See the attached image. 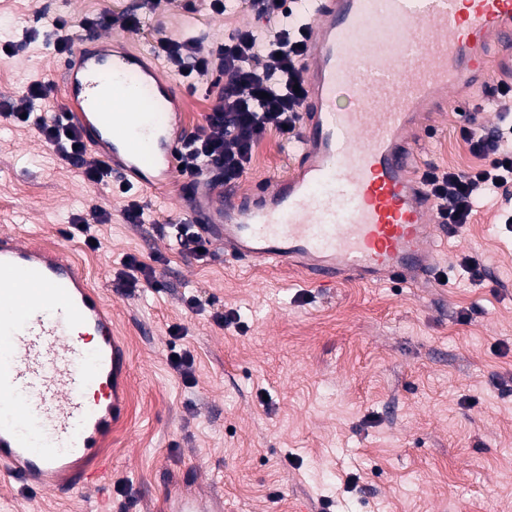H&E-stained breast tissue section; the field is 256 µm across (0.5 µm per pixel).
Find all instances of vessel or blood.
I'll use <instances>...</instances> for the list:
<instances>
[{
    "label": "vessel or blood",
    "mask_w": 512,
    "mask_h": 512,
    "mask_svg": "<svg viewBox=\"0 0 512 512\" xmlns=\"http://www.w3.org/2000/svg\"><path fill=\"white\" fill-rule=\"evenodd\" d=\"M310 26L307 96L291 174L248 194L236 185L180 209L225 256L288 263L312 280L405 286L433 279L439 226L418 150L404 140L417 114L447 108L465 84H485L487 40L512 42V0H298ZM429 33H422L421 23ZM74 46L63 63L70 113L84 143L143 191L171 182L180 141L171 97L138 55ZM129 358L103 298L63 251L0 233V475L57 490L64 475L103 486L99 447L127 413ZM165 512H224L215 494L166 490Z\"/></svg>",
    "instance_id": "b4317fda"
}]
</instances>
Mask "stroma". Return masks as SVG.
<instances>
[{
    "mask_svg": "<svg viewBox=\"0 0 512 512\" xmlns=\"http://www.w3.org/2000/svg\"><path fill=\"white\" fill-rule=\"evenodd\" d=\"M140 14L127 34L135 51L161 37L204 44L255 24L238 7L219 15L205 0L164 10L142 0H0V45L35 37L0 58V102L44 81L35 111L52 117L65 102L52 21ZM456 104L426 117L422 165L481 166L459 133ZM293 144L275 131L256 145L241 192L291 172ZM179 182L161 185L144 224L125 221L116 186H93L31 127L0 121V230L66 250L106 299L112 328L127 344L129 415L102 441L112 458L104 488L34 493L0 478V512H160L169 478L191 471V489L218 494L224 512H512V228L503 197L483 200L466 230L438 240L441 263L464 253L484 264L482 285L454 269L448 284L422 288L355 282L306 285L295 267H242L223 248L198 261L160 236L177 219ZM112 215L82 238L61 234L73 215ZM134 256L156 287L126 294L117 275ZM212 299L234 311L222 326ZM469 320H461L463 311ZM183 328L180 336L172 328ZM194 358L193 384L170 363L171 348Z\"/></svg>",
    "mask_w": 512,
    "mask_h": 512,
    "instance_id": "obj_1",
    "label": "stroma"
}]
</instances>
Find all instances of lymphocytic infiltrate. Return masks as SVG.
<instances>
[{
  "label": "lymphocytic infiltrate",
  "instance_id": "1",
  "mask_svg": "<svg viewBox=\"0 0 512 512\" xmlns=\"http://www.w3.org/2000/svg\"><path fill=\"white\" fill-rule=\"evenodd\" d=\"M295 2L242 0L263 19V26L235 29L206 52L194 37L159 39L158 49L169 70L186 79L188 88L207 76L218 90L204 124L179 133L180 174L185 180L238 183L267 131H279L289 141L297 139L306 97L301 86L309 28L295 23ZM46 95L45 83L32 81L19 104L0 105V118L18 126H35L63 159L80 169L84 180L107 184L109 165L88 159L79 135L70 134L62 116L48 119L34 112L35 101ZM459 118L462 139L474 155L485 159V166L468 171L430 166L422 178L439 223L460 230L470 223L480 200L512 186V113L502 112L492 133L479 124L477 113L463 112Z\"/></svg>",
  "mask_w": 512,
  "mask_h": 512
}]
</instances>
